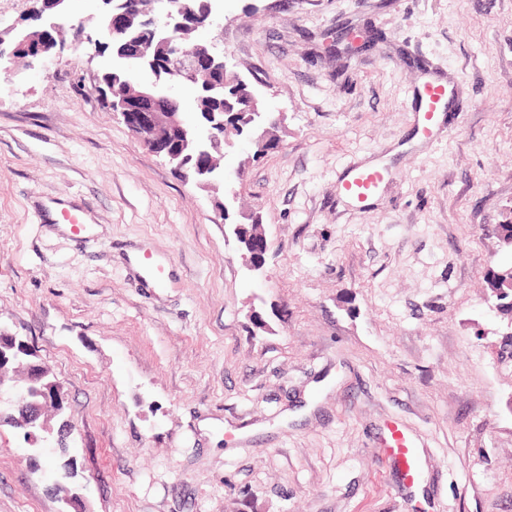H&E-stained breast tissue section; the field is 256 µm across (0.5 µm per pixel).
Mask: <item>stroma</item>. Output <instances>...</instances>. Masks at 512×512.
I'll use <instances>...</instances> for the list:
<instances>
[{"label": "stroma", "instance_id": "35a3bbf8", "mask_svg": "<svg viewBox=\"0 0 512 512\" xmlns=\"http://www.w3.org/2000/svg\"><path fill=\"white\" fill-rule=\"evenodd\" d=\"M228 65L284 113L204 191L69 46L0 74V329L64 394L66 493L0 426V512H512V361L484 276L511 265L512 0H220ZM454 89L432 138L411 92ZM378 162L360 207L337 183ZM256 213L249 269L218 206ZM83 211L92 230L56 224ZM145 252L169 273L138 277ZM415 443L406 484L378 450ZM230 224L239 223L237 219H233ZM251 226L248 230L247 226ZM257 224H236L234 233L236 238L244 244L247 253L249 254V262L254 271H262L265 264L264 255L268 249V243L265 236L257 231L252 230L253 226Z\"/></svg>", "mask_w": 512, "mask_h": 512}]
</instances>
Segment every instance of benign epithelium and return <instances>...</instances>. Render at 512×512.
I'll list each match as a JSON object with an SVG mask.
<instances>
[{"mask_svg":"<svg viewBox=\"0 0 512 512\" xmlns=\"http://www.w3.org/2000/svg\"><path fill=\"white\" fill-rule=\"evenodd\" d=\"M25 23L15 28L12 43L3 46L0 42V64L4 60H22L25 67L34 69L45 61L57 58L66 49L61 34L65 29L79 30L80 42L87 43L93 54H103L106 45L117 35L127 36L126 44L135 48V53H116L112 57L113 82L96 86V90L109 99L116 112L132 129L133 134L153 152L164 156L185 179H193L205 187L216 178L219 166L214 161L213 151H222L224 119L210 114L215 129L202 134L196 121L185 120L180 112L169 106L170 92L174 85L158 80L143 83L135 76L129 60L137 61V68L144 69L155 63L156 53L150 49H161L167 55L181 56V77L195 82L200 75L222 72L227 66L226 56L215 45L202 43L196 53L186 54L175 41V34L188 28L196 29L206 24L213 26L216 0H203V9L196 10L192 0H164L167 9L163 16L135 21L128 9L116 0H98L99 9L95 21V35L84 33V25L74 24L68 12V0H35ZM234 233L244 244L249 254L251 268L263 269L264 255L268 249L265 236L238 224ZM16 344H5L0 340V387L6 377L8 364L17 358ZM46 369L29 361L24 362V384L12 386V397L30 399L38 405L37 398L52 396L58 407H63V396L56 383L45 381ZM24 437L32 444L44 446L54 444L53 429L46 418L22 425Z\"/></svg>","mask_w":512,"mask_h":512,"instance_id":"7a95c632","label":"benign epithelium"}]
</instances>
